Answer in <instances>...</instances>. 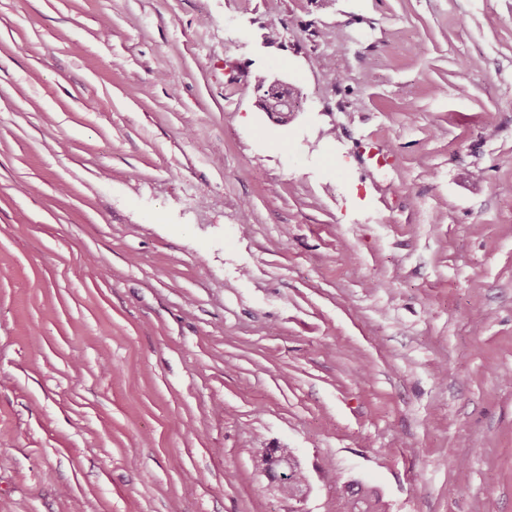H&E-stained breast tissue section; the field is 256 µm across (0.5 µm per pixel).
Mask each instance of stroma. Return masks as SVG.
Masks as SVG:
<instances>
[{
    "mask_svg": "<svg viewBox=\"0 0 512 512\" xmlns=\"http://www.w3.org/2000/svg\"><path fill=\"white\" fill-rule=\"evenodd\" d=\"M351 483L512 512V0H0V512ZM285 83L279 79L272 81H262L257 85L258 91H262L261 106L265 112H290L288 103V94H284ZM274 448H267V453L270 455V460L273 461V469L270 471L269 475H266V477L272 482V483H280V482H292L294 479V476L298 472V468L294 465V463L291 461L292 459H295L291 453V451L287 448H278L279 453L282 457L285 459H288L290 461H284L280 462L278 458L274 455L273 452ZM270 474L274 475V479L271 480Z\"/></svg>",
    "mask_w": 512,
    "mask_h": 512,
    "instance_id": "obj_1",
    "label": "stroma"
}]
</instances>
